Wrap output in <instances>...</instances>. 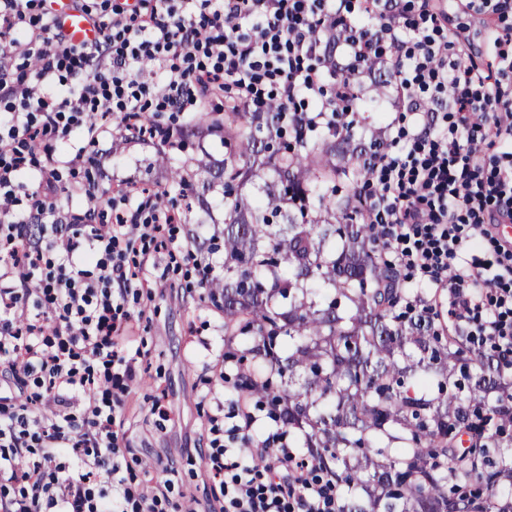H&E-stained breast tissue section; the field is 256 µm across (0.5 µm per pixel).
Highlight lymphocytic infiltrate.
<instances>
[{
	"instance_id": "obj_1",
	"label": "lymphocytic infiltrate",
	"mask_w": 512,
	"mask_h": 512,
	"mask_svg": "<svg viewBox=\"0 0 512 512\" xmlns=\"http://www.w3.org/2000/svg\"><path fill=\"white\" fill-rule=\"evenodd\" d=\"M36 0H0V241L9 247L0 270V364L12 377L31 378L25 404L0 396V512H166L164 500L133 487L112 426L130 383L133 360L114 340L131 315L113 283L135 292L146 282L127 255L136 244L172 250L165 234L174 217L153 204L137 205L139 220L116 201L115 223L70 233L71 219L54 204L64 171L82 153L66 157L37 145L49 140L95 142L92 116L116 113L120 131L137 129L145 112H193L205 90L234 87L239 111H262L277 99L282 111L317 129L335 110L316 60V25L340 22V69L357 72L371 54H388L397 99L410 116L398 152L371 157L379 188L367 215L377 239L401 270L419 271L431 308H447L475 348L491 347L512 368V241L497 228L512 224V160L487 169L478 133L512 144V34L494 27L512 0H451L475 11L486 31V74L470 48L444 37L440 0H421L409 18L402 0H105L90 15L94 41L73 43L55 14H34ZM256 19L253 34L242 20ZM16 59L34 62L38 85L14 73ZM163 69L165 85L151 93L140 65ZM76 78L80 88L66 87ZM448 95L454 119L438 131L428 92ZM36 192L20 196L28 174ZM49 225L54 249L28 232ZM493 240L496 264L470 258L477 243ZM241 445H215L208 457L224 479V512H338L333 483L314 462L268 437L256 440L258 421L242 412Z\"/></svg>"
}]
</instances>
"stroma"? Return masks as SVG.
I'll list each match as a JSON object with an SVG mask.
<instances>
[{
    "label": "stroma",
    "mask_w": 512,
    "mask_h": 512,
    "mask_svg": "<svg viewBox=\"0 0 512 512\" xmlns=\"http://www.w3.org/2000/svg\"><path fill=\"white\" fill-rule=\"evenodd\" d=\"M107 146L110 153L102 164L64 176L54 198L59 209L81 211V191L90 177L102 195L132 183L166 184L168 147L129 143L118 136L109 137ZM187 232V225H172L174 256H133L145 261L149 285L124 302L131 319L120 343L135 356L137 376L117 412L116 447L135 473L144 474L145 488L177 502L181 512H224L220 481L208 470L209 416L224 409L229 415L224 426L232 428L236 406L229 379L236 369L224 359L229 350L224 314L203 299L198 286L202 272L185 258L191 248ZM162 388L168 394L164 417L152 411ZM165 463L178 472L174 484L166 482Z\"/></svg>",
    "instance_id": "1"
}]
</instances>
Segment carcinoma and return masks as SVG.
Masks as SVG:
<instances>
[{"instance_id":"cac0c4a2","label":"carcinoma","mask_w":512,"mask_h":512,"mask_svg":"<svg viewBox=\"0 0 512 512\" xmlns=\"http://www.w3.org/2000/svg\"><path fill=\"white\" fill-rule=\"evenodd\" d=\"M203 132L235 142L219 164L196 160L224 205L223 241L198 245L222 253L206 295L224 311V340L256 364L231 391L266 404L288 447L344 488L340 512H512V374L492 355L464 358L458 337L410 306L429 289L396 286L360 188L336 197L339 175L371 180L370 153L331 126L310 140L276 102L201 112L164 144ZM264 168L273 179L249 205L241 191ZM170 179L154 200L186 217L211 207L187 161L174 159Z\"/></svg>"}]
</instances>
